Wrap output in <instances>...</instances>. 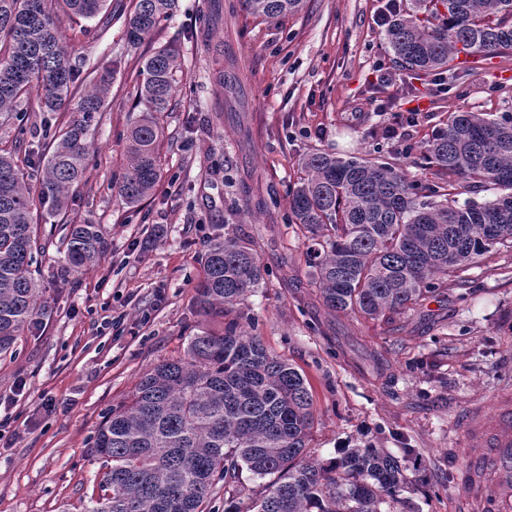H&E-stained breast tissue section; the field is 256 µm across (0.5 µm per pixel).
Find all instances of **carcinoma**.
Segmentation results:
<instances>
[{
  "label": "carcinoma",
  "mask_w": 512,
  "mask_h": 512,
  "mask_svg": "<svg viewBox=\"0 0 512 512\" xmlns=\"http://www.w3.org/2000/svg\"><path fill=\"white\" fill-rule=\"evenodd\" d=\"M62 2L68 15L92 19L108 0ZM411 2L386 29L394 62L410 74L446 71L461 53L512 50V0ZM304 3L244 0L265 19ZM54 4L0 0V117L35 94L48 142L22 161L0 148V354L45 310L32 270L39 244L31 211L38 204L65 209L86 183L90 137L110 90L108 79L94 77L75 95L85 58L64 45ZM174 8L175 0H137L125 17L128 40L140 44ZM178 68L177 55L159 49L140 71L146 109L127 130L129 165L112 183L127 205L146 199L162 177L158 115L172 108ZM58 112L69 118L55 127ZM414 155L434 180L319 149L299 159L303 176L290 192V210L328 311L392 323L445 293V282L465 286L466 272L487 254L512 253V113L453 112ZM467 189L494 198L459 200ZM65 248L70 269L82 272L101 262L107 241L98 224H68ZM263 279L251 241L233 232L209 238L194 298L206 325L190 337L184 357L157 364L104 417L92 449L106 471L83 512H206L221 494L224 512H382L380 505L400 502L403 466L382 448L304 459L314 418L305 380L237 316ZM245 472L264 481L246 506Z\"/></svg>",
  "instance_id": "cac0c4a2"
}]
</instances>
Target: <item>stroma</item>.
<instances>
[{
    "label": "stroma",
    "instance_id": "35a3bbf8",
    "mask_svg": "<svg viewBox=\"0 0 512 512\" xmlns=\"http://www.w3.org/2000/svg\"><path fill=\"white\" fill-rule=\"evenodd\" d=\"M388 8V0H306L297 14L263 19L242 0H177L135 47L121 20L104 32L101 18L62 17L66 44L87 68L110 70L112 89L86 185L67 212L33 210L46 312L0 355V512H79L97 496L93 436L146 372L183 355L201 323L193 301L204 243L226 226L251 240L266 269L240 323H254L311 393L307 454L330 459L369 445L404 456L401 497L418 512H448L466 496L461 420L477 404L493 413L512 390V256L488 254L469 270L467 294L427 298L391 324L330 316L291 222L302 154L359 153L429 181L432 170L383 136L397 115L417 109L419 142L449 113L512 111V55L471 59L443 91L430 78L380 86L375 68L393 66L378 23ZM164 47L181 66L174 107L161 118L162 178L131 208L110 183L126 167L127 127L142 109V62ZM244 182L262 201L249 212L239 202ZM84 223L102 226L108 250L78 274L66 268L62 236L65 225Z\"/></svg>",
    "mask_w": 512,
    "mask_h": 512
}]
</instances>
